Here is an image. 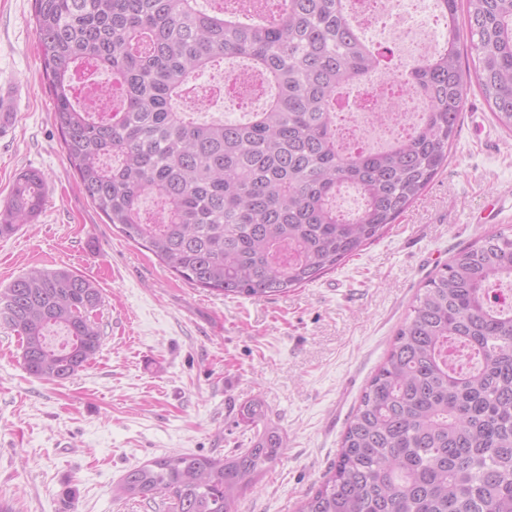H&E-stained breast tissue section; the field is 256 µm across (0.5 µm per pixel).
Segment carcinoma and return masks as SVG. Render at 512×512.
<instances>
[{
    "mask_svg": "<svg viewBox=\"0 0 512 512\" xmlns=\"http://www.w3.org/2000/svg\"><path fill=\"white\" fill-rule=\"evenodd\" d=\"M466 19L459 25V2ZM33 0L34 31L67 158L92 203L121 235L171 273L219 295L259 300L336 270L381 237L448 163L476 84L512 133V0H437L443 49L400 78L424 102L419 122L389 146L348 149L338 93L383 70L354 25L349 0ZM475 54L462 64L459 45ZM242 58L270 89L244 123H198L185 104L199 75ZM112 73L116 108L75 96L82 65ZM363 204L347 214L336 195ZM151 198L158 210H142ZM41 172L16 179L0 236L42 212ZM512 281V234L487 233L458 251L416 296L383 364L353 411L328 477L296 512H512V306L489 299ZM96 284L69 268H32L0 291V320L20 339L26 371L75 376L98 353ZM61 333L64 341L51 336ZM262 426L222 459L156 458L128 471L120 499L174 512H234L280 458L287 439L255 399Z\"/></svg>",
    "mask_w": 512,
    "mask_h": 512,
    "instance_id": "1",
    "label": "carcinoma"
}]
</instances>
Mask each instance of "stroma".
Segmentation results:
<instances>
[{"instance_id":"35a3bbf8","label":"stroma","mask_w":512,"mask_h":512,"mask_svg":"<svg viewBox=\"0 0 512 512\" xmlns=\"http://www.w3.org/2000/svg\"><path fill=\"white\" fill-rule=\"evenodd\" d=\"M32 3L0 0V84L21 92L0 132V210L29 169L47 202L0 237V289L34 266L85 275L102 292V345L76 376L45 381L0 323V499L14 512H154L115 498L124 473L168 454H232L254 434L239 409L258 398L288 446L237 512H295L425 281L485 232L512 229V134L470 89L447 165L380 239L288 294L224 297L172 275L81 192Z\"/></svg>"}]
</instances>
